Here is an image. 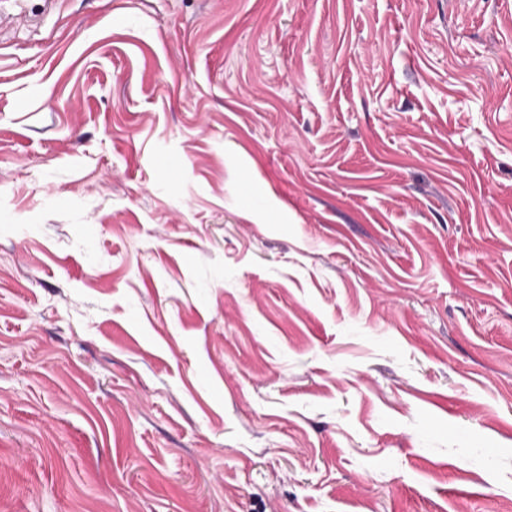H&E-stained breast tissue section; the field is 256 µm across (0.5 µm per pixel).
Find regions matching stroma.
Masks as SVG:
<instances>
[{
  "label": "stroma",
  "mask_w": 512,
  "mask_h": 512,
  "mask_svg": "<svg viewBox=\"0 0 512 512\" xmlns=\"http://www.w3.org/2000/svg\"><path fill=\"white\" fill-rule=\"evenodd\" d=\"M0 11V512H512V0Z\"/></svg>",
  "instance_id": "obj_1"
}]
</instances>
